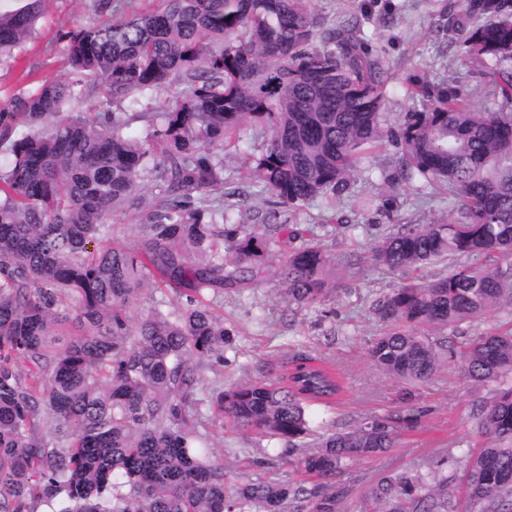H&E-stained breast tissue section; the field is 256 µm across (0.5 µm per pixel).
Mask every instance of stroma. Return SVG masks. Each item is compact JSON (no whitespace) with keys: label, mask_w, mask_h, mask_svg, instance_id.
I'll use <instances>...</instances> for the list:
<instances>
[{"label":"stroma","mask_w":512,"mask_h":512,"mask_svg":"<svg viewBox=\"0 0 512 512\" xmlns=\"http://www.w3.org/2000/svg\"><path fill=\"white\" fill-rule=\"evenodd\" d=\"M462 2L315 0L314 7L327 26H359L387 72L383 120L395 127L406 113L426 107V99L414 92L419 83L460 88L479 110L502 108L485 67L461 61L457 37L448 30V15L460 11ZM151 6V0H48L34 34L12 55L0 58L1 160L10 158L13 140L30 131L21 119L8 116L10 101L29 97L52 81L71 79L68 33L86 24H111ZM179 90V85H170L136 105L106 101L88 87L69 111L89 119L112 111L123 122L124 136L145 142L164 125L166 104ZM268 140L267 130L248 123L241 127L235 145L216 150L222 184L207 204L223 208L225 238L265 223L271 244L260 277L207 294L224 316L226 333L223 366L201 371L199 412L210 434L207 456L223 464L230 492L249 480L299 481V451L215 419L209 398L213 391L238 384L280 379L294 359L310 357L333 366L343 385L335 405L311 408L317 433L353 428L400 405L420 413L416 428L399 434L391 453L348 463L342 478L351 493L340 512H361L365 494L387 473H429L457 487L463 457L478 440L472 412L494 390L493 385L477 386L465 379L461 339L512 323V305H502L449 334L441 349L443 365L427 382L408 388L378 370L367 350L387 325L374 314L372 302L396 287L402 276L372 266L371 251L400 225L447 223L448 191L422 180H394L398 148L386 141L364 157L349 193L328 204L315 200L277 206L253 171ZM166 197L162 182L146 181L141 194L110 217L112 240L126 246L137 243L146 213ZM307 240L321 242L333 257L328 268L331 289L320 305L299 309L289 304L275 269L282 257ZM276 456L283 460L281 468H267V460Z\"/></svg>","instance_id":"stroma-1"}]
</instances>
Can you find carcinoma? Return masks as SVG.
I'll list each match as a JSON object with an SVG mask.
<instances>
[{
	"instance_id": "carcinoma-1",
	"label": "carcinoma",
	"mask_w": 512,
	"mask_h": 512,
	"mask_svg": "<svg viewBox=\"0 0 512 512\" xmlns=\"http://www.w3.org/2000/svg\"><path fill=\"white\" fill-rule=\"evenodd\" d=\"M45 0L0 6V56L32 34ZM463 56L512 62V0H464L448 15ZM80 78L43 85L11 104L45 130L14 141L0 170V512H338L344 467L396 447L418 414L391 410L313 441L307 408L334 404L333 367L296 361L285 379L212 394L215 411L243 432L306 448L308 483L247 482L232 494L223 465L197 452L204 362L224 363V320L202 299L224 287L228 265L254 277L266 225L224 244L192 194L220 183L212 146L246 123L270 140L255 171L276 203L333 198L351 186L363 155L399 145L395 174L442 184L459 205L446 224H407L372 251L373 265L447 274L404 279L372 305L389 329L368 356L407 385L441 366L435 334L512 304V113L478 112L457 89L417 87L429 99L396 129L383 124L386 78L358 27H324L312 0H158L109 26L83 25L68 41ZM512 105V71H495ZM176 81L167 125L152 143L121 134L106 111L61 118L91 86L109 99L140 98ZM168 199L145 216L132 246L109 241V217L143 182ZM330 258L319 242L288 253L277 274L288 302L321 303ZM173 287L184 310L133 323L129 305L149 280ZM468 377L497 385L473 412L488 445L463 467L465 512H512V329L465 339ZM369 512H459L456 491L419 474L386 475Z\"/></svg>"
}]
</instances>
